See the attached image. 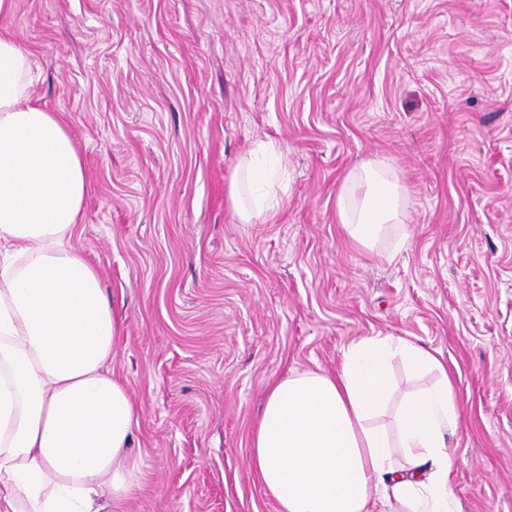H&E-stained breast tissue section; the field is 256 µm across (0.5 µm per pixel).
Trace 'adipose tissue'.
Here are the masks:
<instances>
[{
  "instance_id": "obj_1",
  "label": "adipose tissue",
  "mask_w": 512,
  "mask_h": 512,
  "mask_svg": "<svg viewBox=\"0 0 512 512\" xmlns=\"http://www.w3.org/2000/svg\"><path fill=\"white\" fill-rule=\"evenodd\" d=\"M31 68L0 32V512H111L141 481L130 451L137 409L109 370L119 324L72 243L84 163L61 115L37 104ZM276 153L262 142L238 162L228 195L241 223L276 218L278 200L252 178L258 157ZM336 209L367 249L405 220L401 187L378 161L347 176ZM397 355L439 379L404 393L394 442L375 419ZM447 375L432 351L387 336L349 346L336 372L269 379L249 465L278 512H375L392 499L411 512H462L446 440L460 402Z\"/></svg>"
}]
</instances>
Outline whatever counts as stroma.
Instances as JSON below:
<instances>
[{
    "mask_svg": "<svg viewBox=\"0 0 512 512\" xmlns=\"http://www.w3.org/2000/svg\"><path fill=\"white\" fill-rule=\"evenodd\" d=\"M0 29L85 164L75 245L144 472L118 512H277L249 468L265 382L376 336L448 367L462 512H512V0H15ZM260 141L282 206L243 224ZM374 159L407 220L367 250L336 197ZM276 154L277 150L271 142H261L251 151L249 160L242 158L238 162L229 182L228 195L240 223L251 224L253 219L260 216H264L269 221L276 218L280 208L276 196L266 195L263 186L252 178V168L257 164L258 157ZM246 190L253 198V205L249 208H245L241 204L242 194Z\"/></svg>",
    "mask_w": 512,
    "mask_h": 512,
    "instance_id": "35a3bbf8",
    "label": "stroma"
}]
</instances>
